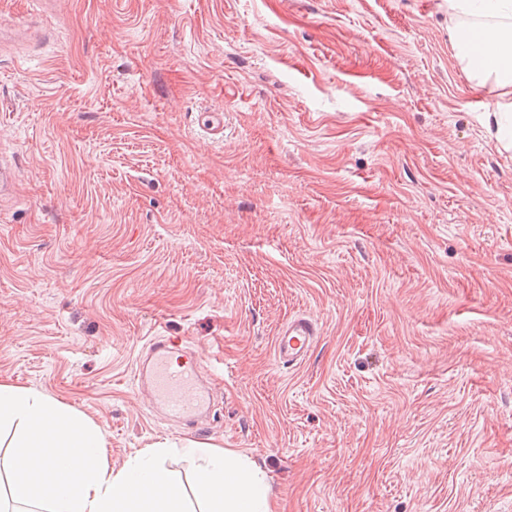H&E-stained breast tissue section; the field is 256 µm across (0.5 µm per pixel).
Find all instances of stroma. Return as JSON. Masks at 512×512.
<instances>
[{"instance_id":"35a3bbf8","label":"stroma","mask_w":512,"mask_h":512,"mask_svg":"<svg viewBox=\"0 0 512 512\" xmlns=\"http://www.w3.org/2000/svg\"><path fill=\"white\" fill-rule=\"evenodd\" d=\"M0 25V381L90 418L115 469L244 450L275 512H512V150L446 0H0ZM156 336L220 361L202 428L134 386ZM487 126L499 142L512 144V114L509 112H489ZM317 324L308 317L288 320L277 332L274 342L276 359L289 366L301 365L319 336Z\"/></svg>"}]
</instances>
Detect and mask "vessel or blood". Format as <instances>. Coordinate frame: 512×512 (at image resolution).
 <instances>
[{"mask_svg": "<svg viewBox=\"0 0 512 512\" xmlns=\"http://www.w3.org/2000/svg\"><path fill=\"white\" fill-rule=\"evenodd\" d=\"M319 336L317 324L307 317L288 320L277 332L274 342L276 359L285 365H301ZM174 338L160 336L151 339L150 350L135 373L137 385L147 386L153 399L175 417H189L201 412L207 398L197 384L204 368L202 360L191 366L177 368L167 361Z\"/></svg>", "mask_w": 512, "mask_h": 512, "instance_id": "1", "label": "vessel or blood"}]
</instances>
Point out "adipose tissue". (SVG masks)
Instances as JSON below:
<instances>
[{"label": "adipose tissue", "instance_id": "obj_1", "mask_svg": "<svg viewBox=\"0 0 512 512\" xmlns=\"http://www.w3.org/2000/svg\"><path fill=\"white\" fill-rule=\"evenodd\" d=\"M448 17L466 20L452 33L456 56L474 79L512 97V0H447ZM10 432L0 492L23 512H186L187 493L204 512H272L266 474L245 453L215 448L202 457L192 489L168 468L164 446L144 448L120 469L107 460L103 431L45 394L0 383V432Z\"/></svg>", "mask_w": 512, "mask_h": 512}]
</instances>
